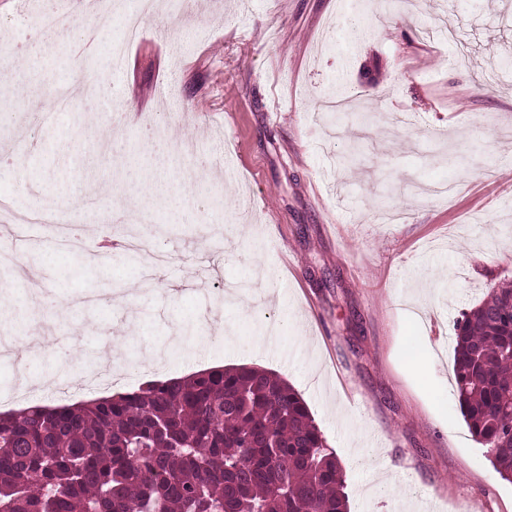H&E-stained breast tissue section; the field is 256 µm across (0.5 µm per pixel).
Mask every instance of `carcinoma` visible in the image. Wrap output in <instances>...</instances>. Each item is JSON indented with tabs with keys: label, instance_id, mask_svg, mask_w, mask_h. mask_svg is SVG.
Returning <instances> with one entry per match:
<instances>
[{
	"label": "carcinoma",
	"instance_id": "carcinoma-1",
	"mask_svg": "<svg viewBox=\"0 0 512 512\" xmlns=\"http://www.w3.org/2000/svg\"><path fill=\"white\" fill-rule=\"evenodd\" d=\"M453 342L463 418L512 483V284ZM344 483L301 395L256 367L0 414V512H348Z\"/></svg>",
	"mask_w": 512,
	"mask_h": 512
}]
</instances>
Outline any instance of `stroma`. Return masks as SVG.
Here are the masks:
<instances>
[{"label":"stroma","mask_w":512,"mask_h":512,"mask_svg":"<svg viewBox=\"0 0 512 512\" xmlns=\"http://www.w3.org/2000/svg\"><path fill=\"white\" fill-rule=\"evenodd\" d=\"M367 32L352 37V20ZM37 11L0 0V44H37ZM118 28L50 59L21 134L0 153V196L95 203L113 231L130 207L120 163L145 142L174 174L193 167L183 212L152 207L146 272L116 246L50 247L37 224L11 245L44 297L72 308L20 336L69 337L27 360L67 400L77 370H113L112 392L218 366L273 372L306 402L345 474L350 512H512V484L487 460L454 395L452 336L463 312L512 281V0H181L157 10L124 64ZM58 124L36 122L69 74ZM353 103L333 121V90ZM135 118L112 128L113 101ZM360 153L346 168L350 141ZM223 198L215 212L214 198ZM421 363H410L409 350Z\"/></svg>","instance_id":"1"}]
</instances>
